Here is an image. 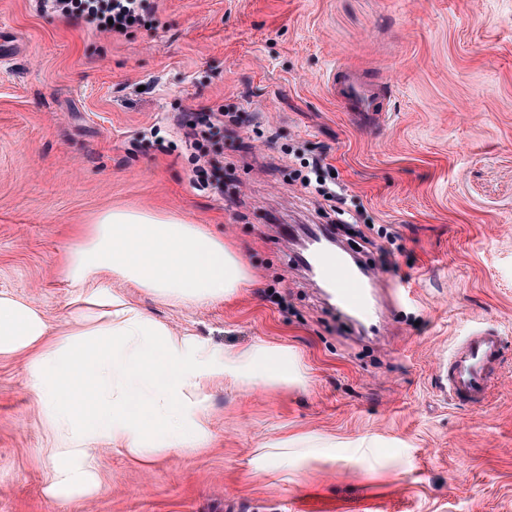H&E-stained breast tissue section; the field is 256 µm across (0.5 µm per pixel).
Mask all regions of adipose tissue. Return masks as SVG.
I'll list each match as a JSON object with an SVG mask.
<instances>
[{"label": "adipose tissue", "mask_w": 512, "mask_h": 512, "mask_svg": "<svg viewBox=\"0 0 512 512\" xmlns=\"http://www.w3.org/2000/svg\"><path fill=\"white\" fill-rule=\"evenodd\" d=\"M61 272L79 294L56 332L38 305L0 292V357L23 356L27 388L54 434L46 492L56 500L99 491V443L139 464L205 447L210 393L224 382L243 390L305 382L288 347L212 349L175 335L107 284L111 276L174 306L230 299L251 275L204 225L168 212L106 210L78 228ZM326 446L319 436L298 437L259 454L252 470L285 478L296 454L316 458Z\"/></svg>", "instance_id": "adipose-tissue-1"}]
</instances>
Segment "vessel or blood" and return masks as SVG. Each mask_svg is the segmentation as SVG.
Instances as JSON below:
<instances>
[{
  "label": "vessel or blood",
  "instance_id": "vessel-or-blood-1",
  "mask_svg": "<svg viewBox=\"0 0 512 512\" xmlns=\"http://www.w3.org/2000/svg\"><path fill=\"white\" fill-rule=\"evenodd\" d=\"M332 85L340 101L353 112H378L383 108L384 93L379 85L361 80L352 70L342 68L332 76ZM313 245L294 253L297 266L315 269L338 308L357 319L371 315L369 283L348 258L332 248L320 246L321 238L330 236L326 226L309 225L304 229ZM502 338L492 329L471 333L453 347L436 389L453 403L483 405L497 379Z\"/></svg>",
  "mask_w": 512,
  "mask_h": 512
}]
</instances>
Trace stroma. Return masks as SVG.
<instances>
[{
    "label": "stroma",
    "instance_id": "stroma-1",
    "mask_svg": "<svg viewBox=\"0 0 512 512\" xmlns=\"http://www.w3.org/2000/svg\"><path fill=\"white\" fill-rule=\"evenodd\" d=\"M125 34L0 0V291L64 322L59 267L72 228L111 208L170 210L234 242L252 283L228 301L174 307L119 280L176 335L212 347L296 351L303 386L215 388L207 448L131 462L98 452L101 491L60 502L50 427L23 358H0V512H512V0H145ZM386 88V118L344 112L336 66ZM197 126L194 182L178 118ZM326 155L346 210L396 231L381 258L338 229L370 273L363 331L295 266L284 224L334 225L301 187ZM504 338L485 406L435 388L469 329ZM328 438L296 476L252 475L257 449Z\"/></svg>",
    "mask_w": 512,
    "mask_h": 512
}]
</instances>
